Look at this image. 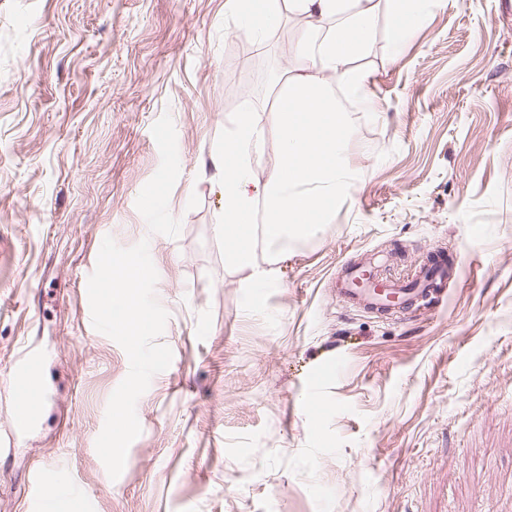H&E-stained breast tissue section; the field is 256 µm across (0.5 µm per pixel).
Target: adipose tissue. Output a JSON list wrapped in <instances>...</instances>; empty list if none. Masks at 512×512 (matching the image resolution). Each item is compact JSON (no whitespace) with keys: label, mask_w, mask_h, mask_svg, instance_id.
Wrapping results in <instances>:
<instances>
[{"label":"adipose tissue","mask_w":512,"mask_h":512,"mask_svg":"<svg viewBox=\"0 0 512 512\" xmlns=\"http://www.w3.org/2000/svg\"><path fill=\"white\" fill-rule=\"evenodd\" d=\"M443 0H228L238 25L255 43L276 22L281 8L304 18L295 52L304 71L291 78L269 109L244 107L224 128V146L200 170L202 180L223 193L224 260L249 270L259 283L274 281L290 245L330 223L358 171L344 156L348 119L336 99L344 93L373 101V74L358 60L373 44L378 25L398 47L423 27L431 7ZM280 140L278 164L265 177L256 168L265 131ZM262 222L264 247L252 243L253 222Z\"/></svg>","instance_id":"adipose-tissue-1"}]
</instances>
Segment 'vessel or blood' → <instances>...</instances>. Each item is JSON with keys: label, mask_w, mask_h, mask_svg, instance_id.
Returning a JSON list of instances; mask_svg holds the SVG:
<instances>
[{"label": "vessel or blood", "mask_w": 512, "mask_h": 512, "mask_svg": "<svg viewBox=\"0 0 512 512\" xmlns=\"http://www.w3.org/2000/svg\"><path fill=\"white\" fill-rule=\"evenodd\" d=\"M455 268L448 264L440 253L426 257L406 277L380 281L377 287L364 288L360 280L365 273L364 266H345L344 277L337 290L339 303L377 314L409 313L419 302L427 300L435 288L441 287L454 274ZM0 390L6 391L13 403L10 421L11 432H19L33 426L39 406L38 397L42 392L40 377V356L37 351L25 349L18 353ZM49 476L45 469H33L29 484L34 492L30 512H52L51 500L41 497L39 489L47 484Z\"/></svg>", "instance_id": "obj_1"}]
</instances>
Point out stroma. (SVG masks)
<instances>
[{"mask_svg": "<svg viewBox=\"0 0 512 512\" xmlns=\"http://www.w3.org/2000/svg\"><path fill=\"white\" fill-rule=\"evenodd\" d=\"M225 0H0V378L42 355L34 426L0 455V512L53 468L55 512H512V0H447L363 64L349 199L277 282L224 262L198 181L224 126L298 72L299 22L264 52ZM148 240L173 359L110 479L95 443L130 364L85 316L102 241ZM464 254L411 317L337 303L369 252L401 276Z\"/></svg>", "mask_w": 512, "mask_h": 512, "instance_id": "obj_1", "label": "stroma"}]
</instances>
